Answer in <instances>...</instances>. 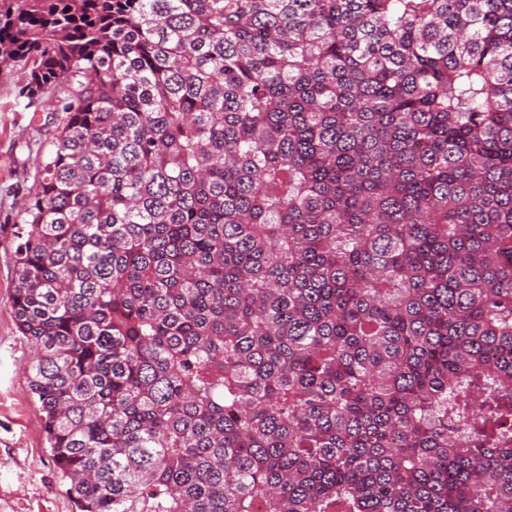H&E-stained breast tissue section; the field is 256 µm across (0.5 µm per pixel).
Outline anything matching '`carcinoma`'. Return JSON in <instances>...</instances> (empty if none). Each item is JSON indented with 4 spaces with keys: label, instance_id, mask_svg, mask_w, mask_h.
Wrapping results in <instances>:
<instances>
[{
    "label": "carcinoma",
    "instance_id": "carcinoma-1",
    "mask_svg": "<svg viewBox=\"0 0 512 512\" xmlns=\"http://www.w3.org/2000/svg\"><path fill=\"white\" fill-rule=\"evenodd\" d=\"M17 67L76 512H512V0H0Z\"/></svg>",
    "mask_w": 512,
    "mask_h": 512
}]
</instances>
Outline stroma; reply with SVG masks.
<instances>
[{
  "instance_id": "35a3bbf8",
  "label": "stroma",
  "mask_w": 512,
  "mask_h": 512,
  "mask_svg": "<svg viewBox=\"0 0 512 512\" xmlns=\"http://www.w3.org/2000/svg\"><path fill=\"white\" fill-rule=\"evenodd\" d=\"M24 70L0 77V512H74L27 379L29 345L19 336L10 298L15 215L51 149L57 124L47 100L21 97Z\"/></svg>"
}]
</instances>
